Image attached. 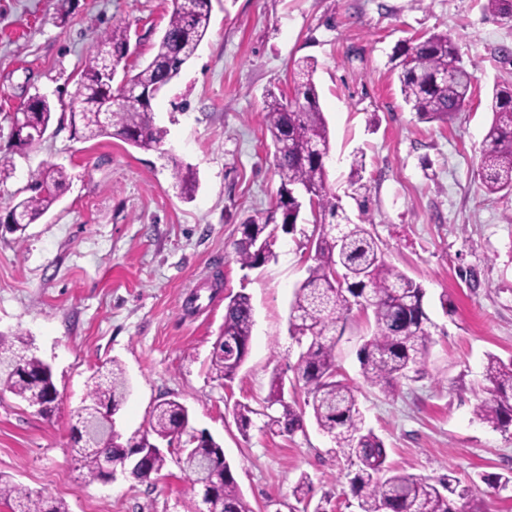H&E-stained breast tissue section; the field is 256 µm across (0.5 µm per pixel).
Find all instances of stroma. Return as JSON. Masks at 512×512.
Segmentation results:
<instances>
[{
  "instance_id": "stroma-1",
  "label": "stroma",
  "mask_w": 512,
  "mask_h": 512,
  "mask_svg": "<svg viewBox=\"0 0 512 512\" xmlns=\"http://www.w3.org/2000/svg\"><path fill=\"white\" fill-rule=\"evenodd\" d=\"M486 0H212L211 27L195 57L153 102L167 135L157 150L112 137L74 135L67 108L97 38L130 29L126 63L150 60L172 0H0V216L27 195L45 163L65 168L66 189L22 234L0 227V334L19 337L49 365L59 393L51 418L0 393V475L62 500L69 512H185L188 481L176 447L148 482L117 475L85 482L73 460L72 414L98 370L118 361L130 393L116 417L123 436L144 429L153 405L175 398L194 429L224 448L252 512H295L292 489L311 479L313 502L359 512L349 468L313 420L293 437L240 431L236 402L258 405L273 374L293 379L299 347L288 333L295 288L311 263V220L276 231L275 257L241 269L240 226L270 216L280 180L262 125L267 93L291 96L293 64L316 61L330 130L326 164L346 214L361 157L371 229L386 260L426 291L433 336L419 373L393 393L371 386L358 353L373 332L353 310L336 342L342 379L357 389L367 427L388 461L409 474L512 472V429L474 409L491 396L487 354L512 358V195L488 193L479 156L495 86L512 83V19ZM445 33L477 67L468 104L450 121L423 122L405 105L390 56L425 33ZM56 116L40 145L20 150L11 117L33 95ZM199 187L183 199L174 163ZM252 297L250 353L232 381L211 373L225 297Z\"/></svg>"
}]
</instances>
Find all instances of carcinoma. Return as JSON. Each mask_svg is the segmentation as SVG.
I'll return each instance as SVG.
<instances>
[{
    "label": "carcinoma",
    "instance_id": "cac0c4a2",
    "mask_svg": "<svg viewBox=\"0 0 512 512\" xmlns=\"http://www.w3.org/2000/svg\"><path fill=\"white\" fill-rule=\"evenodd\" d=\"M487 11L496 17L512 18V0H486ZM211 21V0H173V9L152 59L139 72L123 71L112 93L135 89H164L180 75L195 56ZM128 26L115 24L101 34L81 70L79 82L85 92L103 93L102 73L107 64L118 68L129 51ZM398 71L403 101L419 119L448 121L461 111L476 80L475 67L458 57L452 38L446 33L417 37L391 56ZM315 63L303 59L296 64L294 92L285 98L267 95L262 118L274 147V165L280 179L276 210L281 228L295 230L304 209L314 217V255L307 277L296 288L290 305L288 333L300 347L294 381L302 385L305 399L300 405L285 400V379L274 374L266 407L279 411L264 415L263 430L291 437L304 429L309 414L317 427L331 437L349 464L356 467L350 491L358 499L360 512H455V500L463 501V512H485L479 483L498 491L512 490V473L481 474L479 480L461 481L448 474L422 477L393 468L387 462V448L373 429L366 427L355 389L338 379L336 331L343 327L353 307L372 313L374 332L360 349L362 375L386 393L399 381L417 373L423 364L434 324L424 309L425 291L413 278L388 263L377 238L361 216L353 222L335 202L327 185L325 153L329 152V129L314 82ZM82 94L70 102V126L74 134L111 136L142 149L157 150L164 132L151 123L152 99L139 106L112 107L109 121L100 124L87 111ZM492 121L480 154L481 180L490 193L512 194V86H496L490 102ZM52 118L50 103L36 97L27 108V124L47 128ZM172 178L186 199L193 198L198 182L193 170L175 162ZM67 180L65 170L46 164L38 171L31 195L16 204L24 215L23 232L36 223L59 199ZM235 243L236 260L243 269L261 267L273 257L274 231L269 221L255 220L240 225ZM224 325L213 350L210 370L219 379L232 380L245 363L254 325L251 297L245 292L227 296ZM486 379L493 385V397L478 404L477 418L494 428L512 424V359L504 362L488 356ZM8 391L51 417L58 406L57 390L49 367L26 346H15L0 334V392ZM129 394L121 365L114 361L105 371L91 377L89 390L76 410L72 427L73 448L79 469L89 482L102 481L100 448ZM260 414L247 403H238L233 416L247 431L251 415ZM189 412L174 399L158 401L148 420V430L134 434L127 443L150 448L153 440H176L181 444L177 463L189 483L186 512H252L244 500L224 448L213 437L195 441ZM166 466L161 454H147L133 479L150 481ZM0 502L11 512H69L66 504L52 497L34 494L24 486L0 475Z\"/></svg>",
    "mask_w": 512,
    "mask_h": 512
}]
</instances>
